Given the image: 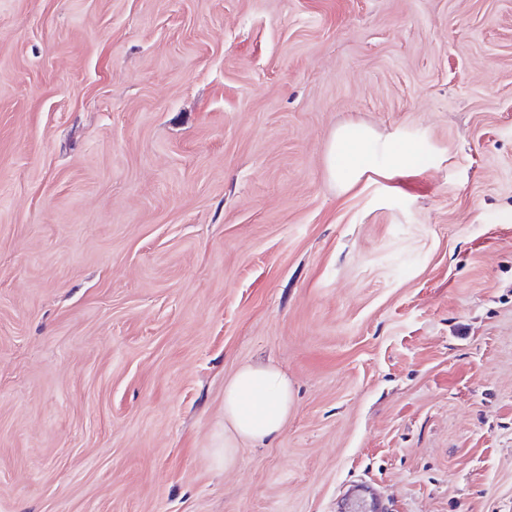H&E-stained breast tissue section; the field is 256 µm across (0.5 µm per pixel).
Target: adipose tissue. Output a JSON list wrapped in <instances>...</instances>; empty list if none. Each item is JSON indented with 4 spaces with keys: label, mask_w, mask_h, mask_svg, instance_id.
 Segmentation results:
<instances>
[{
    "label": "adipose tissue",
    "mask_w": 512,
    "mask_h": 512,
    "mask_svg": "<svg viewBox=\"0 0 512 512\" xmlns=\"http://www.w3.org/2000/svg\"><path fill=\"white\" fill-rule=\"evenodd\" d=\"M363 128L338 130L331 141L327 165L331 180L343 189L353 187L373 168ZM293 394L287 376L272 365L242 366L224 388L225 467L236 461L241 443L259 444L278 435L288 418Z\"/></svg>",
    "instance_id": "adipose-tissue-1"
}]
</instances>
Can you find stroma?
Returning a JSON list of instances; mask_svg holds the SVG:
<instances>
[{
	"label": "stroma",
	"instance_id": "obj_1",
	"mask_svg": "<svg viewBox=\"0 0 512 512\" xmlns=\"http://www.w3.org/2000/svg\"><path fill=\"white\" fill-rule=\"evenodd\" d=\"M246 363L293 406L227 470ZM361 483L512 512V0H0V512ZM369 137L367 129L343 128L332 138L327 157L328 171L331 180L337 181L345 190L373 169V157L365 149Z\"/></svg>",
	"mask_w": 512,
	"mask_h": 512
}]
</instances>
